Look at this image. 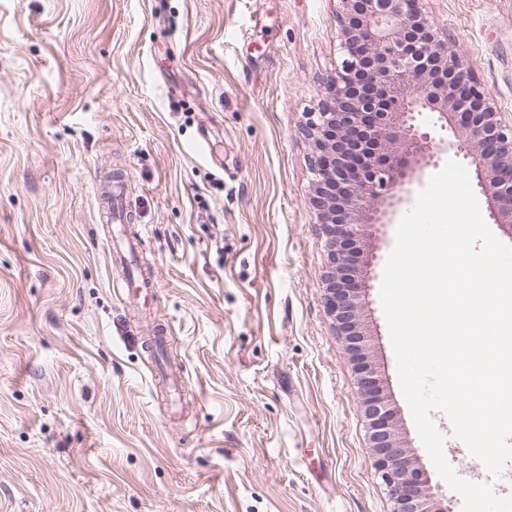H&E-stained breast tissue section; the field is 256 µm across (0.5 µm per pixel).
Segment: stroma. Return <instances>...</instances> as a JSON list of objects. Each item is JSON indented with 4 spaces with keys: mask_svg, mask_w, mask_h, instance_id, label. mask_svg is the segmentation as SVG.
<instances>
[{
    "mask_svg": "<svg viewBox=\"0 0 512 512\" xmlns=\"http://www.w3.org/2000/svg\"><path fill=\"white\" fill-rule=\"evenodd\" d=\"M512 121V0H423ZM336 0H0V512H390L323 300L298 125L339 60ZM209 150H201V138ZM127 173L151 301L116 295L94 185ZM363 319L397 426L379 290ZM170 328L177 387L152 366ZM433 420L463 479L484 464Z\"/></svg>",
    "mask_w": 512,
    "mask_h": 512,
    "instance_id": "obj_1",
    "label": "stroma"
}]
</instances>
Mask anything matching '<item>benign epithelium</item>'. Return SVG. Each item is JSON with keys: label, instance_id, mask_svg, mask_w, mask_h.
I'll return each instance as SVG.
<instances>
[{"label": "benign epithelium", "instance_id": "benign-epithelium-1", "mask_svg": "<svg viewBox=\"0 0 512 512\" xmlns=\"http://www.w3.org/2000/svg\"><path fill=\"white\" fill-rule=\"evenodd\" d=\"M341 61L325 78L318 108L299 132L311 148V204L327 263L325 308L352 360L375 469L391 512H447L429 477L397 437L382 379L369 357L361 319L360 256L371 229L392 223L436 158L463 155L477 187L496 207L494 223L512 238V125L491 93L424 12L422 0H337ZM434 112L448 128L437 140L416 123Z\"/></svg>", "mask_w": 512, "mask_h": 512}]
</instances>
